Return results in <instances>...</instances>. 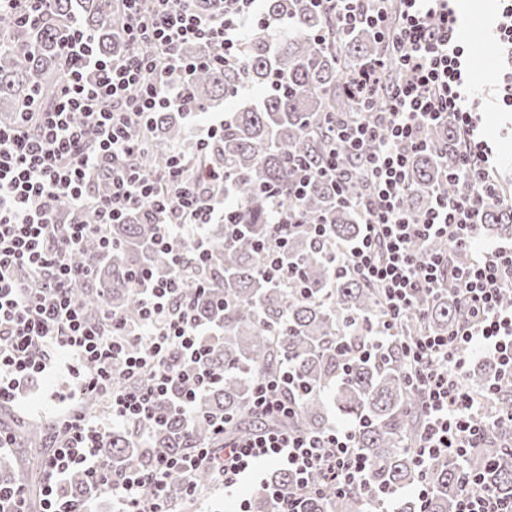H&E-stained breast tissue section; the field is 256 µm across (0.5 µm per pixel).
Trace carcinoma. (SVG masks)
Segmentation results:
<instances>
[{
  "mask_svg": "<svg viewBox=\"0 0 512 512\" xmlns=\"http://www.w3.org/2000/svg\"><path fill=\"white\" fill-rule=\"evenodd\" d=\"M263 22L247 42L240 66L201 67L188 80L190 99L202 109L234 97L243 83L266 89L259 103L233 112L220 136L205 148L188 139L177 112L155 115L151 149L133 161L147 178L165 167L170 148H181L184 163L197 174L222 172L231 187L239 238L224 241V225L210 229L205 273L210 289L191 293L198 319L210 329L203 337L209 362L224 372V383L206 393L198 405L199 419L190 427L173 419L148 437L135 430L105 437L104 454L114 464L149 469L162 452L185 453L200 445H215L207 419H229L232 432H249L262 425L246 404L254 382L294 370L302 385L298 410L291 425L316 433L327 426L329 405L350 422H363L356 445L370 463L366 482L374 491L407 488L419 481L410 445L421 431L420 394L406 381L403 343L396 336L380 356H361L368 348L369 325L381 315L378 289L352 273L341 274L331 260L332 248L342 249L361 233L356 202L365 197L360 162L344 154L343 194L317 181L307 195L292 192L295 163L319 170L328 160L332 128L340 117H356L358 108L345 93L349 74L371 57L379 58L383 44L370 30L336 36L330 12L310 0H263ZM78 15L96 36L104 57L147 54L114 32L112 0H53L41 22L23 27L13 10L0 11V121L8 124L24 102L39 93L49 102L58 90L64 70L59 44L65 22ZM429 147L412 157L411 175L402 197L403 207L418 213L432 194L452 196L460 184L440 174L437 155L454 150L457 136L449 125L423 132ZM290 214L301 224L321 219L329 236L319 238L303 229L288 242L284 262L298 270L301 282L273 283L263 279V254L258 245L271 239V218ZM161 217L145 205L132 211L122 224L108 227L116 243L104 249L96 236L88 237L71 257L74 266L89 272L72 290L73 301L92 319L105 310L135 323L142 308V291L132 273L149 269L156 277L171 272L170 257L152 248ZM485 235L512 238V210L492 207L484 215ZM459 317L456 305L446 300L430 307L418 323L404 332H440ZM498 373L497 363L477 362L467 372L465 385L474 394ZM42 428L36 421L20 422L16 437L23 444L38 441ZM512 429L487 434L480 448L468 450L462 463L437 460L427 482L426 501L400 500L398 512H455L463 493V474L476 476L495 493L512 499ZM3 484L15 478L36 492L39 464L16 471L0 463ZM364 496L352 492L343 499L328 494L304 496L300 512H362Z\"/></svg>",
  "mask_w": 512,
  "mask_h": 512,
  "instance_id": "obj_1",
  "label": "carcinoma"
}]
</instances>
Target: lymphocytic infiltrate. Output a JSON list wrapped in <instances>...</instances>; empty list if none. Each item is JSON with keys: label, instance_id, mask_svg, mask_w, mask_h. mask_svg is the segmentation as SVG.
<instances>
[{"label": "lymphocytic infiltrate", "instance_id": "1", "mask_svg": "<svg viewBox=\"0 0 512 512\" xmlns=\"http://www.w3.org/2000/svg\"><path fill=\"white\" fill-rule=\"evenodd\" d=\"M192 0H113L112 15L125 39L145 44L149 55L98 57L94 36L71 19L60 45L67 67L51 106L24 105L13 128H0V406L14 403L34 376L66 356L78 382L79 396H99L108 403L107 421L83 413L68 414L61 438L42 461L43 512H91L88 500L63 494L73 474L83 475L118 512H168L173 473L210 468L234 498L247 478L258 480L273 512H298L308 494L345 496L364 487L368 468L355 443L356 428L327 426L318 433L285 428L297 411L292 372L259 380L248 413L267 420V428L231 435L224 419L211 423L224 444L202 446L185 454L156 456L150 469L115 470L100 455L107 426L135 425L146 433L164 425L163 403L177 418L193 423L198 402L219 386L222 372L207 362L202 337L206 329L188 299L190 288L206 289V279H188L189 265L203 264L211 225L232 236L235 224L226 198L214 197L172 154L154 178L141 176L125 160L146 154L155 113L179 112L198 142L223 129L214 118L198 130V107L188 99L187 79L200 65L233 66L241 48L259 26L262 0H224L218 15H202ZM336 26L345 32L367 27L385 42L388 58L405 72L384 101L375 90L383 60L364 64L347 80L363 118L339 121L326 167L302 170L300 186L315 180L340 188L344 170L340 154L361 159L369 192L361 203L359 239L335 255L340 272H353L378 288L386 311L371 327L369 347L381 351L402 320L425 317L423 300L445 294L463 308L461 320L443 335H422L406 345L411 384L422 395L424 427L413 450L421 479L415 488L426 499V475L433 461L462 459L485 439L490 426L512 424V408L494 420L480 417L483 403L495 400L501 382H512V242L483 238L485 211L512 208L492 164L491 147L477 137L480 102L472 93L462 39V21L451 0H320ZM190 42L212 48L206 60L183 55ZM387 58V59H388ZM453 126L460 147L443 163L445 177L459 181L456 196L435 195L416 215L400 206L408 186L411 156L427 147L425 126ZM111 164V190L95 199L90 176ZM155 203L163 219L156 247L168 250L172 271L153 278L135 273L143 286L142 311L130 324L112 312L89 322L72 303L70 291L86 274L73 266L72 254L89 235L105 236L108 225L121 223L143 203ZM95 204L96 224L58 221L61 209L79 211ZM297 228L288 215L273 222L271 240L263 245L262 271L268 279L288 280L281 253ZM469 250L466 267L432 252L431 242ZM489 354L499 378L474 395L462 383L469 362ZM182 386L173 394V386ZM270 462L294 477L290 491L262 478L257 465ZM457 512H512V500L490 492L474 477L457 504Z\"/></svg>", "mask_w": 512, "mask_h": 512}]
</instances>
